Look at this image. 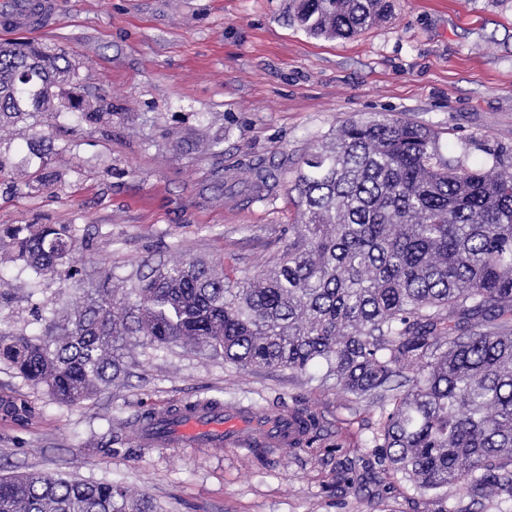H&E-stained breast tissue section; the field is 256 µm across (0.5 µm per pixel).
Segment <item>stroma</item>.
<instances>
[{"label":"stroma","mask_w":512,"mask_h":512,"mask_svg":"<svg viewBox=\"0 0 512 512\" xmlns=\"http://www.w3.org/2000/svg\"><path fill=\"white\" fill-rule=\"evenodd\" d=\"M289 0H57L38 42L68 48L78 94L107 98L109 126L45 112L0 131V226L76 224L93 233L98 274L144 262L236 259L253 270L297 220L288 195L302 157L351 117L384 113L439 132L450 161L512 148V0H393L390 16L350 40L307 35ZM44 136L45 168L20 173ZM221 152L206 153L209 141ZM274 171L271 192L242 182ZM56 172L50 184L40 171ZM0 320L35 331L31 308L78 300L75 281L35 277L0 249ZM129 376L78 406L55 402L0 366V387L41 416L0 421V473H61L148 495L157 512H433L429 495L377 469L375 408L305 373L248 371L186 348L139 346ZM227 405L308 410L312 447L248 456L230 449L139 448L141 413L196 396Z\"/></svg>","instance_id":"stroma-1"}]
</instances>
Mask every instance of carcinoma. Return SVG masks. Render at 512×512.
I'll use <instances>...</instances> for the list:
<instances>
[{
	"mask_svg": "<svg viewBox=\"0 0 512 512\" xmlns=\"http://www.w3.org/2000/svg\"><path fill=\"white\" fill-rule=\"evenodd\" d=\"M391 0H290L309 35L351 39L388 16ZM75 77L69 51L0 42V126L49 112ZM78 122L112 105L71 103ZM492 165L452 164L432 129L361 116L302 159L290 191L298 223L253 275L232 263L159 262L104 280L39 331L0 328V364L60 404L97 396L127 371L130 339L194 346L241 368L305 372L378 410L369 439L385 471L448 506V486L512 500V151ZM251 187L276 174L253 169ZM37 276H83L92 237L74 224L0 227ZM26 423L32 403L0 394ZM0 512H155L110 483L24 471L0 476Z\"/></svg>",
	"mask_w": 512,
	"mask_h": 512,
	"instance_id": "1",
	"label": "carcinoma"
}]
</instances>
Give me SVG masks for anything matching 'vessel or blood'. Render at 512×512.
<instances>
[{
  "label": "vessel or blood",
  "instance_id": "obj_1",
  "mask_svg": "<svg viewBox=\"0 0 512 512\" xmlns=\"http://www.w3.org/2000/svg\"><path fill=\"white\" fill-rule=\"evenodd\" d=\"M55 20V0H0L2 33L34 34L47 30ZM135 433L142 446L175 442L195 449L215 443L246 455L259 449L273 452L301 443L304 438L303 428L294 415H276L270 423L261 425L248 412L215 406L207 397L182 403L170 416L166 428L143 421Z\"/></svg>",
  "mask_w": 512,
  "mask_h": 512
}]
</instances>
